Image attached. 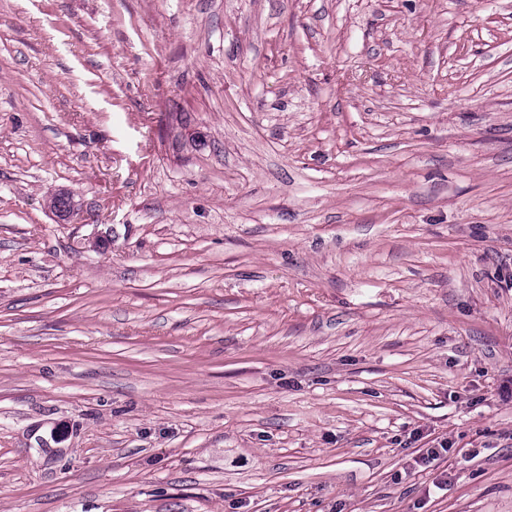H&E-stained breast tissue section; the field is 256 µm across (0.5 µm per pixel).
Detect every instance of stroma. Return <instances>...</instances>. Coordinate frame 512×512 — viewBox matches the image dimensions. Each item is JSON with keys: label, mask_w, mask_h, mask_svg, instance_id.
<instances>
[{"label": "stroma", "mask_w": 512, "mask_h": 512, "mask_svg": "<svg viewBox=\"0 0 512 512\" xmlns=\"http://www.w3.org/2000/svg\"><path fill=\"white\" fill-rule=\"evenodd\" d=\"M0 512H512V0H0Z\"/></svg>", "instance_id": "obj_1"}]
</instances>
